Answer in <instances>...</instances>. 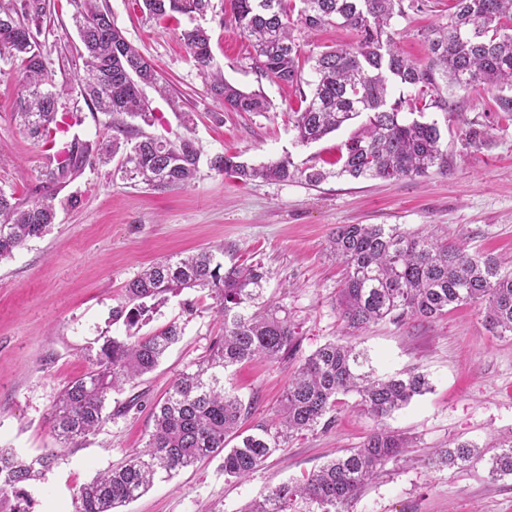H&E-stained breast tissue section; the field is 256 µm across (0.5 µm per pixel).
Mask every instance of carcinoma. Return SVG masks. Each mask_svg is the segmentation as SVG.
Here are the masks:
<instances>
[{
  "mask_svg": "<svg viewBox=\"0 0 512 512\" xmlns=\"http://www.w3.org/2000/svg\"><path fill=\"white\" fill-rule=\"evenodd\" d=\"M238 28L256 48L260 74L274 82L302 85L301 45L294 31H316L336 25L357 34L355 43L307 56L316 75L311 93L301 94L305 107L294 113L298 143L307 145L362 115L360 134L345 144L336 171L295 165L291 157L260 165L217 155L212 169L243 182L301 179L316 186L329 177L399 179L448 168L436 123L401 116V105L389 103L396 85L424 94L439 91L440 82L459 91H483L499 109L512 112V0H453L448 24L428 39L424 64L402 56L388 29L404 12V0H229ZM75 7L82 50L77 72L86 103L108 117L112 135L94 143L77 137L54 150L55 133L74 115L59 112L69 83L55 84L52 47L39 40L47 14L46 0H0V57L20 61L19 126L40 146L53 151L41 172L34 197L20 201L0 189V258L41 236L54 223L58 193L88 166L107 164L123 155L126 171L153 188L191 184L201 158L196 140L184 136L162 140L131 124H151L143 87L157 84L152 64L112 22L97 0H70ZM139 8L153 19L174 14H204L212 0H142ZM197 69L209 79L210 97L233 112H266L270 103L260 91L245 92L212 71L211 38L200 26L181 33ZM217 251L207 247L176 259L152 264L125 285V304L115 317L133 325L145 309L144 300L184 288L208 291L224 318V335L210 355L184 372L167 396L154 407L153 430L143 449L99 474L77 491L80 512H117L139 498L154 479L172 474L206 457L223 455L224 476L245 478L294 434L333 422L337 396L354 393L357 405L377 426L357 448L327 461L301 481L287 482L242 512H296L299 502L320 512H350V504L385 465L401 456L410 440L388 429L383 420L429 389L420 372L403 376L378 374L367 351L347 335L379 321L401 323L408 318L434 320L466 304L485 306V322L496 336H512V271L500 272L489 258L470 255L462 245L443 241L425 231L405 232L382 224H342L329 241L331 257L342 267L337 302L343 336L302 358L288 383L277 417L256 424L253 432H238L252 413L224 388V370L261 357L278 360L299 352L282 306L257 305L267 271L261 264L224 268ZM182 333L173 322L152 336L108 338L82 376L63 388L51 415V429L62 448H76L107 418L108 394L122 384L153 371ZM238 443L225 449L228 435ZM443 466L463 468L478 456L470 443L434 452ZM55 448L23 459L0 449L5 471L0 497H13L9 512H31L25 484L57 463ZM493 477L512 476V443L490 459Z\"/></svg>",
  "mask_w": 512,
  "mask_h": 512,
  "instance_id": "obj_1",
  "label": "carcinoma"
}]
</instances>
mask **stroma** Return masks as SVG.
I'll use <instances>...</instances> for the list:
<instances>
[{"label": "stroma", "instance_id": "obj_1", "mask_svg": "<svg viewBox=\"0 0 512 512\" xmlns=\"http://www.w3.org/2000/svg\"><path fill=\"white\" fill-rule=\"evenodd\" d=\"M450 3L404 0L391 26L397 50L426 62L427 35L447 24ZM102 4L169 89L165 96L144 90L155 115L148 134L175 141L192 133L202 151L199 173L187 187L154 189L127 173L118 156L86 168L58 194L49 230L0 259V448L31 458L55 447L49 425L54 403L104 340L131 332L150 336L173 321L182 335L156 369L110 393L109 418L82 447L69 449L29 486L33 512H78L77 489L143 447L154 404L224 333L212 299L197 288L150 301L135 329L113 320L125 284L153 262L220 244L225 265L261 263L268 272L264 299L287 306L298 355L276 362L256 358L224 373L225 388L254 405L242 423L246 430L273 417L301 357L339 334L342 272L326 251L336 226L422 228L512 270V115L499 111L492 97L445 87L441 94L450 109H425V121L436 123L442 135L445 171L393 180L333 177L315 187L300 180L245 184L212 170L210 159L224 154L259 165L288 156L303 167L326 168L361 131L364 118L297 144L298 90L260 77L250 41L225 18L221 0H212L205 14L161 21L147 18L132 0ZM73 14L69 6L54 10L43 24L57 47L58 82L76 80L68 64L81 46ZM194 26L211 36L213 68L243 90L262 91L269 111L231 112L210 97L180 39ZM16 69L0 58V189L22 200L38 185L47 159L14 118ZM62 104L78 109L82 122L58 133V142L106 135L105 115L93 113L79 92ZM185 112L195 115L189 130L181 119ZM474 123L488 132L477 148L464 136ZM354 340L379 373L421 372L430 389L386 418V427L409 437L412 446L361 490L351 512H512V478H490L487 464L512 441V336L493 335L483 306L466 305L432 321H382L356 331ZM354 403V396L340 397L329 428L296 433L247 478H225L221 458H205L155 481L122 512H242L281 483L359 447L375 422ZM461 442L480 448L481 457L464 468L432 463L435 449Z\"/></svg>", "mask_w": 512, "mask_h": 512}]
</instances>
